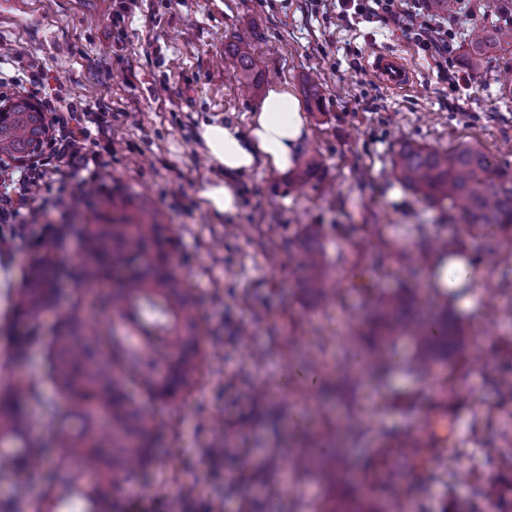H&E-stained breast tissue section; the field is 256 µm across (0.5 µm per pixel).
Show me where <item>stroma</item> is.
<instances>
[{"label": "stroma", "instance_id": "obj_1", "mask_svg": "<svg viewBox=\"0 0 512 512\" xmlns=\"http://www.w3.org/2000/svg\"><path fill=\"white\" fill-rule=\"evenodd\" d=\"M472 20L458 29L447 67L418 49L409 34L380 22L345 26L335 0H138L129 13L118 0H0V48L19 75L21 64L41 66L52 86L79 97L92 114H105L111 152L92 169L66 175L63 198L40 216L43 224H72L95 186L132 199L176 232L174 260L193 284L212 353L198 393L155 404L166 423L156 462L146 480L121 485L119 512H183L181 482L199 478L200 499L219 512H245L265 504L268 453L300 448L317 429L314 410L367 421L354 440L335 439L345 482L329 488L313 478L285 494L277 512H314L329 501L336 512H373L387 499L359 489L374 449L415 437L429 450L423 468L404 470L414 512H512V470L488 445L512 448V400L500 396L495 377L512 368V322L491 314L484 287L512 288V230L499 234L494 262L479 261L472 308L453 306L464 338L432 372L417 371L412 346L382 391L337 377L329 394L288 385V346L298 339L309 369L334 366L351 348L352 323L363 316L368 288L397 291L403 280L420 288L416 308L431 313L443 299L425 288L438 256L430 242L454 230L447 205L405 190L390 175L400 145L443 149L479 146L512 167V100L500 94L512 74V48L497 49L479 71L465 61L474 33L491 18L512 13V0H469ZM252 33L260 87L241 91L231 45ZM404 55L416 70L411 87L390 91L368 69L374 54ZM317 79L321 110H307L310 137L301 163L282 174L260 169L237 180L242 204L231 215L204 205L202 191L219 170L198 138L204 122L231 120L246 127L266 89L282 85L304 98ZM322 159L312 174L302 163ZM319 225L329 264L336 267L339 305H323L304 290L305 273L288 264L289 244L305 225ZM277 245L280 266L264 257ZM381 271H374V264ZM263 360H255V352ZM457 397L439 399L440 384L460 358ZM269 386L276 397L259 401ZM498 409L489 428L474 424L486 407ZM224 439L228 453L216 469L207 448ZM498 488L496 508L477 499L481 484Z\"/></svg>", "mask_w": 512, "mask_h": 512}]
</instances>
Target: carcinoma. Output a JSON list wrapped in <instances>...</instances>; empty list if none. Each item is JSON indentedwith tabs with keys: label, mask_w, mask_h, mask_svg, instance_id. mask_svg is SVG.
<instances>
[{
	"label": "carcinoma",
	"mask_w": 512,
	"mask_h": 512,
	"mask_svg": "<svg viewBox=\"0 0 512 512\" xmlns=\"http://www.w3.org/2000/svg\"><path fill=\"white\" fill-rule=\"evenodd\" d=\"M512 46V28L491 30L472 41L466 52L469 69L480 68L484 56ZM233 51L245 85L258 87L253 75L251 36L237 37ZM46 114L29 99L18 97L0 112V155L24 161L41 151L49 136ZM392 175L403 187L433 203L449 201L453 218L464 229L477 226L483 237L479 251L495 252L492 239L512 227V174L473 144L430 149L406 143L392 159ZM94 222L28 224V262L24 287L7 295L5 318L11 358L24 361L35 345L44 348V375L54 389L48 396L40 382L0 386V472L11 479L0 512H40L31 499L35 475L43 478L42 497L63 501L79 496L88 512H117L114 490L138 482L154 461L153 438L164 422L128 391L133 384L151 401L170 402L190 395L206 365L203 332L193 288L173 264L165 225L128 213V203L99 192L85 203ZM80 260L69 267L58 262L72 239ZM320 233L305 229L296 252L309 273L306 291L321 302L336 301L335 276L326 264ZM462 233L441 241L442 257H458ZM73 284L67 309L57 312L53 332H41L39 316L55 308L63 279ZM418 288L382 294L372 292L367 305L378 332L362 329L355 336L345 375L365 372L383 383L394 370L393 353L380 347L356 359L358 347L372 336L387 341L409 336L416 344L413 361L428 371L440 359L439 349L460 329L443 313L432 320L410 314ZM321 434L302 448L274 458L272 468L288 481L315 477L334 487L341 469L327 456L322 436L353 437L363 426H334L322 418ZM426 451L409 440L380 448L367 468L388 482L401 467L424 465Z\"/></svg>",
	"instance_id": "1"
}]
</instances>
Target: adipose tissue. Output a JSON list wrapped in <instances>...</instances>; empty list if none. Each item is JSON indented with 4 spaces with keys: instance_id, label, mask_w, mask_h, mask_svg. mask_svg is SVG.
Here are the masks:
<instances>
[{
    "instance_id": "ef3b65f1",
    "label": "adipose tissue",
    "mask_w": 512,
    "mask_h": 512,
    "mask_svg": "<svg viewBox=\"0 0 512 512\" xmlns=\"http://www.w3.org/2000/svg\"><path fill=\"white\" fill-rule=\"evenodd\" d=\"M202 143L223 176L202 193L211 211L236 213L240 193L237 176L263 166L281 173L294 168L301 145L309 137L305 114L299 101L284 87H270L250 114L247 129L232 122L200 126Z\"/></svg>"
}]
</instances>
